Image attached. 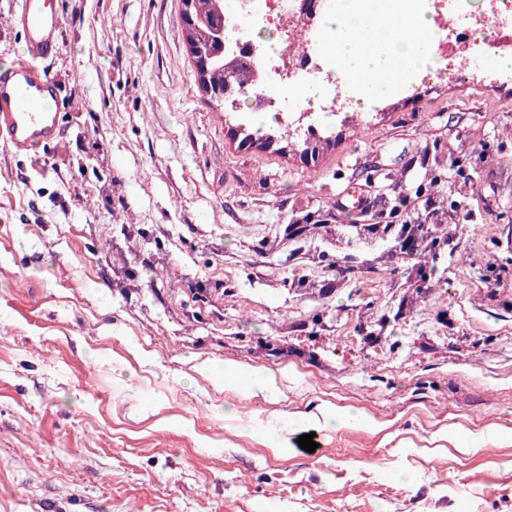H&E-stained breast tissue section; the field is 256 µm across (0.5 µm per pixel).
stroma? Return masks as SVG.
<instances>
[{
    "mask_svg": "<svg viewBox=\"0 0 512 512\" xmlns=\"http://www.w3.org/2000/svg\"><path fill=\"white\" fill-rule=\"evenodd\" d=\"M51 2L58 138L0 143V512H512V81L415 86L312 160L245 150L182 0ZM422 186L453 244L410 259L382 226ZM226 385L244 395L278 391L277 381L268 370L263 368L247 369L230 363L224 365V386Z\"/></svg>",
    "mask_w": 512,
    "mask_h": 512,
    "instance_id": "35a3bbf8",
    "label": "stroma"
}]
</instances>
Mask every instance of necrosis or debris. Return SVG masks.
<instances>
[{
	"instance_id": "4bbe7bcc",
	"label": "necrosis or debris",
	"mask_w": 512,
	"mask_h": 512,
	"mask_svg": "<svg viewBox=\"0 0 512 512\" xmlns=\"http://www.w3.org/2000/svg\"><path fill=\"white\" fill-rule=\"evenodd\" d=\"M300 0H224V58L251 49V83L263 86L266 111L282 123L294 122L299 110L293 91L312 95L323 112L353 109L355 90L337 84L323 50V23L337 9L322 0L318 11L303 16ZM438 39L436 67L417 71L415 81L454 77L485 57L512 55V0H421Z\"/></svg>"
}]
</instances>
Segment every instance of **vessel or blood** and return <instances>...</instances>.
Returning a JSON list of instances; mask_svg holds the SVG:
<instances>
[{"label":"vessel or blood","mask_w":512,"mask_h":512,"mask_svg":"<svg viewBox=\"0 0 512 512\" xmlns=\"http://www.w3.org/2000/svg\"><path fill=\"white\" fill-rule=\"evenodd\" d=\"M11 20L24 32L26 55L0 76V140L27 152L57 137L58 117L43 106L56 87L40 64L58 51L61 18L46 0H17Z\"/></svg>","instance_id":"obj_1"}]
</instances>
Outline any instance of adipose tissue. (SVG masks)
I'll use <instances>...</instances> for the list:
<instances>
[{"label": "adipose tissue", "instance_id": "ef3b65f1", "mask_svg": "<svg viewBox=\"0 0 512 512\" xmlns=\"http://www.w3.org/2000/svg\"><path fill=\"white\" fill-rule=\"evenodd\" d=\"M331 69L364 95L388 97L407 74L432 63L434 29L415 0H342L326 20ZM224 383L244 395L278 390L272 373L225 364Z\"/></svg>", "mask_w": 512, "mask_h": 512}]
</instances>
